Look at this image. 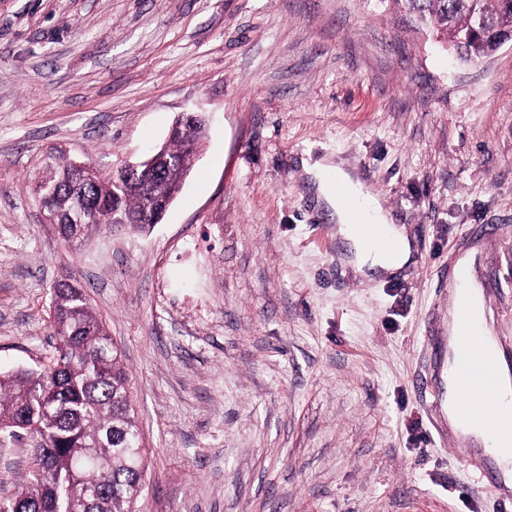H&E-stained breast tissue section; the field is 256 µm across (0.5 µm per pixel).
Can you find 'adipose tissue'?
I'll use <instances>...</instances> for the list:
<instances>
[{
  "mask_svg": "<svg viewBox=\"0 0 512 512\" xmlns=\"http://www.w3.org/2000/svg\"><path fill=\"white\" fill-rule=\"evenodd\" d=\"M315 185V197L320 206L331 211L338 225L337 232L348 247L346 259L356 273L363 277L392 274L410 265L414 260L413 244L404 228L396 224L394 217L379 204L377 197L351 169L343 163L322 159L304 167ZM360 198L365 202L363 214H356L348 207V198ZM375 224L378 230L393 238L397 249L393 253H384L365 248L354 229L357 220ZM448 422L472 444L488 446L492 449L502 471L512 470V430L501 428L496 437H489L487 431L479 425L464 419L460 413L456 398H449L446 408Z\"/></svg>",
  "mask_w": 512,
  "mask_h": 512,
  "instance_id": "obj_1",
  "label": "adipose tissue"
}]
</instances>
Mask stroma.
<instances>
[{"instance_id":"1","label":"stroma","mask_w":512,"mask_h":512,"mask_svg":"<svg viewBox=\"0 0 512 512\" xmlns=\"http://www.w3.org/2000/svg\"><path fill=\"white\" fill-rule=\"evenodd\" d=\"M185 112L208 135L150 233L74 249L44 224L47 152L107 173ZM324 156L378 194L415 264L337 263L301 165ZM468 254L512 349V41L465 64L374 0H0V366L50 365L51 287L78 279L131 377L140 512H501L484 450L414 386L447 389ZM32 446L0 437V496Z\"/></svg>"}]
</instances>
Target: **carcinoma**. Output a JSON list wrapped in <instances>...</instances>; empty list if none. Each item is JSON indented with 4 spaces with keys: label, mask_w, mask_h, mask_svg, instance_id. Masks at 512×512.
I'll return each mask as SVG.
<instances>
[{
    "label": "carcinoma",
    "mask_w": 512,
    "mask_h": 512,
    "mask_svg": "<svg viewBox=\"0 0 512 512\" xmlns=\"http://www.w3.org/2000/svg\"><path fill=\"white\" fill-rule=\"evenodd\" d=\"M392 1L420 28H433L459 58L477 62L512 35V0ZM484 20L471 33L476 17ZM205 125L197 117L183 125L180 140L157 149L179 161L151 181L150 195L122 191L112 174L94 172L83 193L92 201L89 218H124L139 232L151 229V201L176 195L190 170L186 149L200 143ZM51 364L41 370L0 371V435L29 433L36 439L30 467L3 502L6 512H137L146 448L131 405L127 370L105 322L74 278L52 287Z\"/></svg>",
    "instance_id": "1"
}]
</instances>
